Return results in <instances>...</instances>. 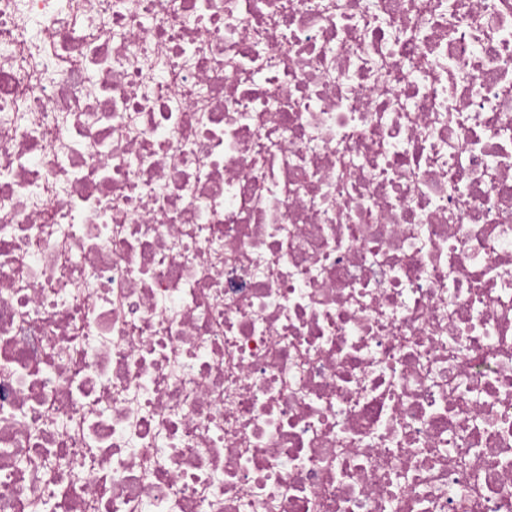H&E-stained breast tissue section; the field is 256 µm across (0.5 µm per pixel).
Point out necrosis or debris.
<instances>
[{"label": "necrosis or debris", "mask_w": 512, "mask_h": 512, "mask_svg": "<svg viewBox=\"0 0 512 512\" xmlns=\"http://www.w3.org/2000/svg\"><path fill=\"white\" fill-rule=\"evenodd\" d=\"M0 512H512V0H0Z\"/></svg>", "instance_id": "necrosis-or-debris-1"}]
</instances>
